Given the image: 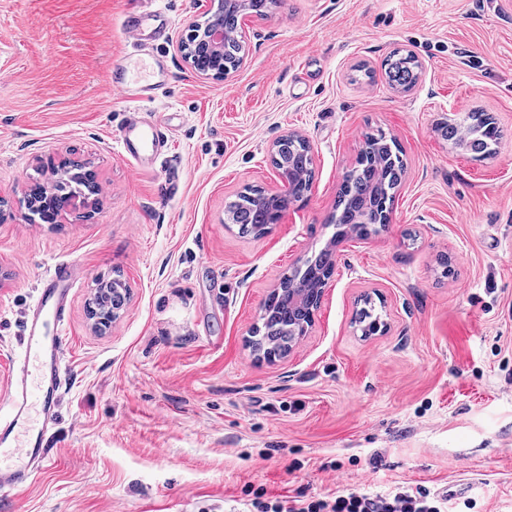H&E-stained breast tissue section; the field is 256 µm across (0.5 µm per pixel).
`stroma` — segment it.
<instances>
[{
  "instance_id": "35a3bbf8",
  "label": "stroma",
  "mask_w": 512,
  "mask_h": 512,
  "mask_svg": "<svg viewBox=\"0 0 512 512\" xmlns=\"http://www.w3.org/2000/svg\"><path fill=\"white\" fill-rule=\"evenodd\" d=\"M167 9L152 54L173 78L145 112L172 137L137 172L117 142L134 103L108 91L128 56L123 13ZM213 0H0V400L14 381L25 313L56 263L74 262L63 328L67 382L51 463L0 512H237L303 492L387 495L479 480L471 512H512V0H279L247 23L243 65L193 72L181 42ZM420 63L400 91L382 63ZM493 115L496 155L472 160L440 134L453 115ZM379 130L406 173L385 230L346 238L308 336L290 357L247 345L262 305L299 258L326 248L345 173ZM306 138L312 190L263 237L225 223L251 185H280L273 144ZM85 162L92 214L31 222L21 201L45 160ZM126 284L97 332L100 283ZM371 297L386 328L351 319Z\"/></svg>"
}]
</instances>
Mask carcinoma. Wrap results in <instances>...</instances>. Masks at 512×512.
Here are the masks:
<instances>
[{
	"mask_svg": "<svg viewBox=\"0 0 512 512\" xmlns=\"http://www.w3.org/2000/svg\"><path fill=\"white\" fill-rule=\"evenodd\" d=\"M272 0H247L239 10H224V56L219 63L209 58L203 48V34H194L184 41L185 50L197 55V67L201 70H218L220 66L233 68L241 58L243 44L237 38L241 15L245 12H259ZM385 74L392 85L403 90L410 89L417 80L419 63L409 52L395 50L384 64ZM467 137H458L457 125L446 123L442 126V136L456 148L472 154L476 160L485 159L494 152L500 139L499 130L492 125L489 116L471 112L463 120ZM272 164L287 177L286 190L275 200L266 199L262 190L248 187L225 205L224 215L230 224L238 225L243 234L260 236L267 232L275 219L287 211L294 203L305 198L313 179V160L307 144L296 137H288L280 143L277 159ZM405 162L396 144L384 134L366 135L365 149L359 155L355 166L345 175L336 203V214L332 222L338 229L337 235L349 234L365 238L379 231L385 213L394 202L393 191L401 181ZM93 193V184L86 177L82 167L76 166L61 172L47 187L35 183L29 189L32 198L30 212L43 222H50V215L56 204L69 201L75 195ZM327 250H321L308 260L301 271L292 273V286L302 283L315 287L313 280L327 267ZM303 314L290 299L288 291L280 292L266 306L261 325L255 327L252 347L256 351H286L297 335ZM380 316L375 314L371 300L364 301V307L357 310L354 323L362 334L373 332Z\"/></svg>",
	"mask_w": 512,
	"mask_h": 512,
	"instance_id": "carcinoma-1",
	"label": "carcinoma"
}]
</instances>
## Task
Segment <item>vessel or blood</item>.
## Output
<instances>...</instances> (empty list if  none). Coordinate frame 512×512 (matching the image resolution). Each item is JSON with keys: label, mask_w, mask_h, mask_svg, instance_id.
I'll return each instance as SVG.
<instances>
[{"label": "vessel or blood", "mask_w": 512, "mask_h": 512, "mask_svg": "<svg viewBox=\"0 0 512 512\" xmlns=\"http://www.w3.org/2000/svg\"><path fill=\"white\" fill-rule=\"evenodd\" d=\"M171 25L169 14L161 8L148 12H129L123 29L133 44L165 38ZM109 87L115 95L132 103L154 100L171 83L163 59H154L147 81L122 77V65H115ZM167 129L161 121H142L137 114L125 117L119 127L120 147L127 158L151 163L168 143ZM70 263H59L38 291V298L26 322L24 355L17 362L16 380L11 388L6 414L0 415V499L31 486L44 469L48 458L50 430L58 419V402L65 348L61 336L48 333L46 321L64 324L66 298L71 282ZM24 439V450H17V439Z\"/></svg>", "instance_id": "vessel-or-blood-1"}]
</instances>
